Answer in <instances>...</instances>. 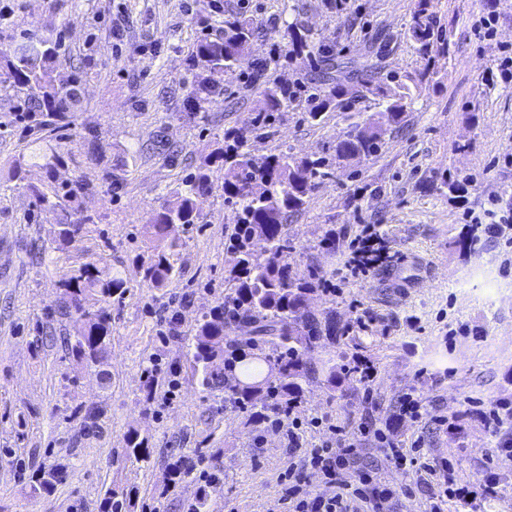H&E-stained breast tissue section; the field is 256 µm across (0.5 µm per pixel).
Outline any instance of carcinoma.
<instances>
[{"instance_id": "1", "label": "carcinoma", "mask_w": 512, "mask_h": 512, "mask_svg": "<svg viewBox=\"0 0 512 512\" xmlns=\"http://www.w3.org/2000/svg\"><path fill=\"white\" fill-rule=\"evenodd\" d=\"M432 0H417L408 29L410 40L427 56L441 35L432 23ZM255 30L251 20L243 18L224 25L223 37L204 39L194 45L189 58L193 80L186 87L187 109L195 112L205 101L224 92V73L241 67L246 59ZM290 53L311 54L310 34L298 27L289 28ZM60 44L50 35L25 33L9 49L0 52V68L5 71L3 89L14 92L21 110L32 117L64 121L78 102L74 92L82 77L61 79L56 75ZM336 78L319 88L309 89L305 98L306 114L312 122H321L329 112H346L350 131L338 141L331 157H293L286 152L256 159L244 149V141L235 131L224 134V146L211 151L171 192L170 199L152 215L147 224L151 254L137 263L141 279L155 288L164 287L176 273L175 256L179 238L170 226L189 227L203 220V200L211 192L207 170L224 167V200L238 206V222L229 237L228 252L233 265L228 272L231 293L205 316L193 336L194 371L205 389L226 388L242 409L262 402V407L288 404L302 397V384L316 373L306 354L326 337L336 339L338 330L331 316L318 317L306 308L309 295L321 291L328 281L327 272L316 265L300 269L291 258L293 247L285 235L288 218L305 207L316 181L333 176V165L356 156L379 152L382 135L400 128L412 103L410 85L430 81L424 67L409 82L394 85L375 73L362 70L354 62L336 58L329 62ZM301 97V89L279 82L263 84L253 101V126L269 129L277 115ZM357 102L377 105L379 111L359 120ZM42 167L47 173L64 162L58 147L46 142L40 148ZM37 206L60 210L70 219L54 225L53 241L63 249L80 241L87 225L97 216L73 207L78 196L88 191L80 179L27 186ZM265 242V254L253 249L254 242ZM127 281L122 273L110 270L96 260L68 269L59 281L63 295L62 315L73 322L75 335L69 338L68 354L85 366L108 365L112 338V298L122 297ZM94 302H89V298ZM233 324L241 335L231 339L224 326ZM267 374L258 384L237 379L243 368L251 377L261 365ZM128 447L137 457L149 455L148 440L137 431L127 436ZM65 467L43 468L31 478L34 496L49 494L61 482Z\"/></svg>"}]
</instances>
